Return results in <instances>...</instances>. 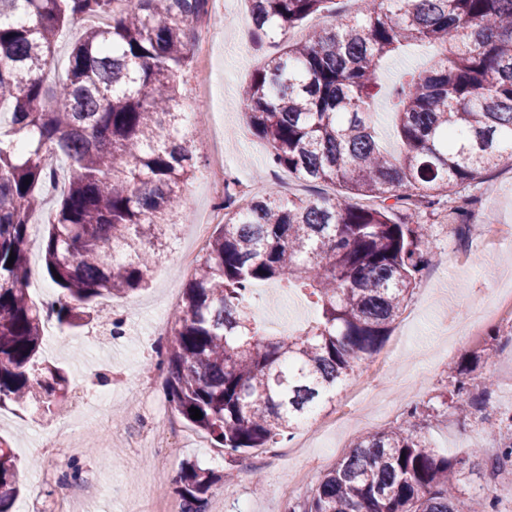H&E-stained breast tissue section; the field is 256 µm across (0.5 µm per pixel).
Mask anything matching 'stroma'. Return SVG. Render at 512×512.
Here are the masks:
<instances>
[{
    "instance_id": "stroma-1",
    "label": "stroma",
    "mask_w": 512,
    "mask_h": 512,
    "mask_svg": "<svg viewBox=\"0 0 512 512\" xmlns=\"http://www.w3.org/2000/svg\"><path fill=\"white\" fill-rule=\"evenodd\" d=\"M210 31L205 56L193 57L189 69L178 77L179 106L190 116L205 113L206 134L194 143L199 167L184 187L176 240L154 267L149 288L98 300L82 326L44 334L43 359L62 368L68 378L58 416H41L31 406L0 408V437L8 440L17 459L27 463L19 473L23 489L12 512H51L53 502L72 497L80 499L86 512H156L161 497L154 482L156 471H164L171 483L188 461L218 475L231 464L217 458L213 441H201L199 431L168 402L164 375L156 366L166 339L150 333L166 289L181 291L187 285L186 279L175 281L171 274L180 255L194 247L193 220L206 218L218 204L210 188L212 131L218 127L224 134V173L250 186L252 195L275 187L284 195L308 198L319 193L331 196L335 189L288 176L275 178L266 143L246 123L241 89L263 59L279 50L272 40H257L249 23L247 0H221ZM207 72L213 79L212 95L203 103L196 88ZM471 195L473 202L466 215L441 205L421 212V222L430 227L424 242L430 262L419 273L406 309L380 349L388 357L380 372L384 389L355 407L358 424L343 438L324 434L307 441L305 447L287 449L271 467L264 454L255 450L237 456L231 464L237 478L213 486L207 512H286L285 488L293 485L298 495H306L358 437L392 426L400 409L410 405L432 407L424 430L432 448L465 458V492H494L499 512H512V465L496 472L488 465L497 443L488 433L487 422L477 414L460 418L446 405L452 389L449 362L478 353L482 356L480 373L494 382L487 406L500 411L512 408V331L492 322L463 343L448 334L450 325L490 305L496 288L512 276V249L488 256L478 247V235L460 236L465 225L512 230V168L503 164L488 172ZM56 200V195H45L37 214L40 228L32 232L28 243L29 292L38 302L56 293L45 274L42 254L44 228ZM453 250L468 253V260L449 265L445 258ZM255 306L258 324L265 327L284 321L292 332L317 317L315 307L299 293L278 283L267 284ZM115 318L122 319L123 333L114 337L110 330ZM105 388L112 393V406L102 415L95 410L93 399ZM135 414L149 435L164 438L166 446L132 460L124 430ZM47 435L56 449L51 460L41 448Z\"/></svg>"
}]
</instances>
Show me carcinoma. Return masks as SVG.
Wrapping results in <instances>:
<instances>
[{
    "label": "carcinoma",
    "instance_id": "carcinoma-1",
    "mask_svg": "<svg viewBox=\"0 0 512 512\" xmlns=\"http://www.w3.org/2000/svg\"><path fill=\"white\" fill-rule=\"evenodd\" d=\"M330 0H250L254 33L286 43L241 93L273 167L340 188L334 198L271 189L224 199L165 346L168 401L233 458L274 448L333 401L358 362L383 345L427 265L421 208L460 196L512 159V0H384L340 15L300 42L288 30ZM208 0H0V407L62 397L58 368L41 373L43 315L74 328L98 298L148 285L174 235L181 188L197 169L178 111L175 76L190 65ZM72 47L66 76L45 84L63 30L98 15ZM413 42L438 47L431 65L393 87L384 58ZM386 100L399 150L383 149L371 108ZM66 184L43 240L48 304L28 294L27 245L50 164ZM406 211L405 220H394ZM13 266H7L9 254ZM60 279H55V276ZM308 291L318 318L296 334L260 332L247 298L257 283ZM451 405L475 413L492 381L458 364ZM197 408L202 418L193 419ZM428 410L362 436L287 512H495L491 494L464 498V459L420 435ZM498 462H512V411L490 422ZM218 476L195 463L179 475V512H205ZM0 438V512L18 494Z\"/></svg>",
    "mask_w": 512,
    "mask_h": 512
}]
</instances>
